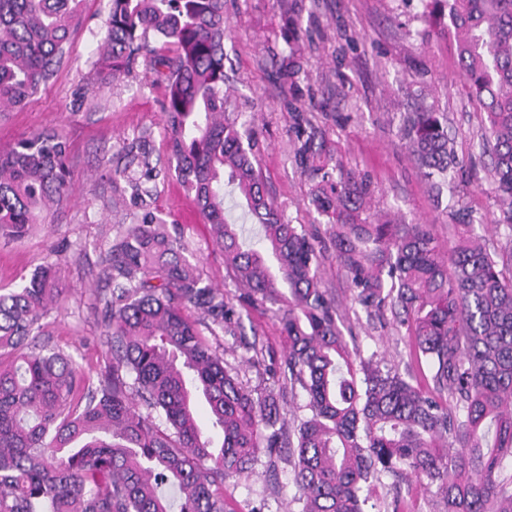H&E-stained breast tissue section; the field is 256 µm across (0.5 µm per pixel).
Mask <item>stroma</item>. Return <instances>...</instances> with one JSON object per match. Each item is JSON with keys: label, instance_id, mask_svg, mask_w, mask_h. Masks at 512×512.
I'll use <instances>...</instances> for the list:
<instances>
[{"label": "stroma", "instance_id": "1", "mask_svg": "<svg viewBox=\"0 0 512 512\" xmlns=\"http://www.w3.org/2000/svg\"><path fill=\"white\" fill-rule=\"evenodd\" d=\"M224 16L232 28L224 42L232 63L225 108L253 117L254 154L286 220L304 225L319 240L327 238L326 220L310 204L311 183L294 162L288 133L293 113L306 112L325 129L343 168L370 180V220L429 224L439 244L451 247L448 212L436 206L428 180L399 136L404 112L429 109L445 114L460 161L458 208L472 212L474 232L490 249L502 253L512 247L477 144L483 114L455 63L447 5L432 11L422 0H224ZM107 17L108 0H85L53 77L25 105L0 112V150L43 132L69 142L73 191L47 226L21 241L0 239V288L17 287L47 258L60 257L61 300L43 319L38 341L72 355L94 374L109 360L98 341L100 253L114 226L133 223L141 207L131 200L125 180H113L112 170L124 166L143 139L154 157H166L169 140L161 83L141 66L117 80L101 74L97 47ZM276 52L293 56L299 67L285 87L272 61ZM146 205L177 225L190 251L203 255L205 278L237 298L224 257L209 247V228L179 180L158 181ZM322 278L335 291L364 354L407 358L408 341L392 324L355 316L333 252L325 254ZM281 482L280 494H273L255 471L227 481L224 495L231 512H254L264 497L288 502L295 492L290 466H283Z\"/></svg>", "mask_w": 512, "mask_h": 512}]
</instances>
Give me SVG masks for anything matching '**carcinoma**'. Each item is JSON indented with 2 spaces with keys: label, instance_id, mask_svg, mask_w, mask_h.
<instances>
[{
  "label": "carcinoma",
  "instance_id": "1",
  "mask_svg": "<svg viewBox=\"0 0 512 512\" xmlns=\"http://www.w3.org/2000/svg\"><path fill=\"white\" fill-rule=\"evenodd\" d=\"M81 2L0 0V107L24 105L54 75ZM109 2L101 69L117 77L142 64L165 84L172 161L154 164L145 150L136 175L113 176L142 199L175 173L245 287L242 300L272 313L287 347L277 369L265 367L257 332H246L231 298L152 211L118 226L101 258L99 341L110 361L97 379L35 343L59 296L54 263L1 288L0 512H229L224 479L260 464L278 488L285 460L297 512H367L366 492L388 475L426 481L444 512H512V251L487 250L459 210L450 211L446 252L429 224L361 218L369 186L339 165L329 172L325 132L293 113L295 162L328 219L352 303L411 338L402 365L350 352L322 280L325 248L284 219L248 121L224 113V0ZM447 2L458 66L485 114L478 144L512 236V0ZM400 137L433 186L436 175L453 182L457 159L438 113H407ZM69 162L67 140L52 133L0 151V238L22 240L48 223L69 190ZM228 195L259 226L256 242L228 220ZM202 325L253 351L265 384L244 383ZM200 404L213 435L196 422Z\"/></svg>",
  "mask_w": 512,
  "mask_h": 512
}]
</instances>
